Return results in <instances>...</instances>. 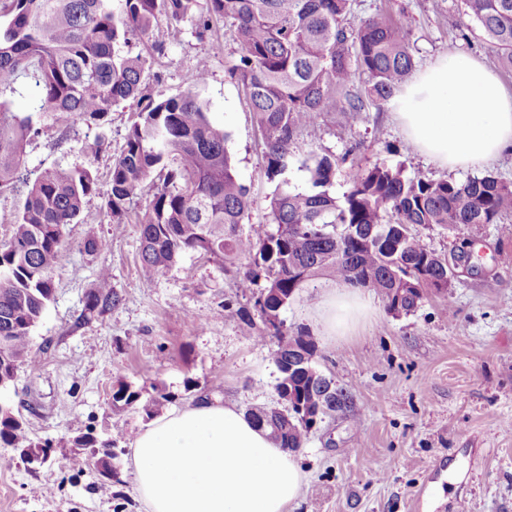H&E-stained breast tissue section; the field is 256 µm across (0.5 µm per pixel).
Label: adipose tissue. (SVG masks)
<instances>
[{
  "label": "adipose tissue",
  "instance_id": "obj_1",
  "mask_svg": "<svg viewBox=\"0 0 512 512\" xmlns=\"http://www.w3.org/2000/svg\"><path fill=\"white\" fill-rule=\"evenodd\" d=\"M397 118L424 157L467 169L512 148V92L477 60L439 57L396 98ZM359 290L322 303L329 336H346L365 315ZM131 467L146 512H288L307 476L294 454L233 404L207 399L158 417L131 441Z\"/></svg>",
  "mask_w": 512,
  "mask_h": 512
}]
</instances>
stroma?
<instances>
[{"instance_id": "stroma-1", "label": "stroma", "mask_w": 512, "mask_h": 512, "mask_svg": "<svg viewBox=\"0 0 512 512\" xmlns=\"http://www.w3.org/2000/svg\"><path fill=\"white\" fill-rule=\"evenodd\" d=\"M384 12L409 18V46L417 70L439 56L476 58L512 91V69L502 65L489 38L468 14L465 0H353L347 23ZM197 17L185 18L176 37L158 25L164 55L150 57L145 91L180 94L204 70L198 88L209 118L230 134L227 148L252 205L242 233L270 220L275 189L265 175L263 146L240 84L227 74L238 57L233 28L218 21L197 36ZM136 106L116 107L103 128L76 123L66 137L47 130L27 148L31 175L55 166L86 167L98 192L86 200L84 220L66 228L55 272V296L34 330L48 342L35 367L20 368L6 395L33 441L54 440V456L73 452L87 427L114 441L121 483L90 470L61 471L49 463L28 471L0 448V512H145L127 466V449L147 419L137 409L112 407V389H166V411L209 395L240 409L275 405L277 368L270 340L259 337V310L224 271L197 252L181 255L164 275L143 277L139 226L113 223L102 208L108 173L122 151ZM339 159L330 191L342 196L353 172L386 161L410 175L466 180L421 156L396 119L395 103L366 105L357 119L320 112L296 136L284 174L291 188L309 187L304 164L314 156ZM430 249L474 252L472 271L460 273L447 294L431 293L409 315L389 313L381 296L365 290L371 313L345 337L323 338L319 303L335 280L320 278L283 311L287 324L316 336L317 367L351 396L349 410L325 417L297 457L307 475L290 512H512V213L499 224L458 232L440 225L411 229ZM99 247L86 252L84 241ZM123 297L105 315L79 322L87 291L100 269ZM254 331H247V324Z\"/></svg>"}]
</instances>
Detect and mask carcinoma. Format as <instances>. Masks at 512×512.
<instances>
[{
	"label": "carcinoma",
	"instance_id": "1",
	"mask_svg": "<svg viewBox=\"0 0 512 512\" xmlns=\"http://www.w3.org/2000/svg\"><path fill=\"white\" fill-rule=\"evenodd\" d=\"M199 28L228 21L235 29L238 59L229 75L242 85L264 148L265 174L278 180L270 200V223L239 226L251 207V190L238 176L227 150L229 133L213 125L197 92L206 79L192 75L175 97L143 93L147 60L124 51L135 37L151 40L158 16L168 35L195 14L199 0H0V194L23 196L0 240V388L39 352L32 330L54 300V272L65 247L64 230L77 223L85 199L97 191L87 168L53 167L28 176L24 154L44 131L42 119L66 137L81 121L102 127L113 108L133 100L137 120L109 171L104 209L123 224L134 200L147 198L137 215L139 260L144 276L166 273L182 253L199 251L230 265L246 264L239 288L254 298L263 317L261 335L273 343L279 373L276 407L255 406L247 416L280 448L303 447L311 425L351 403L350 395L316 367L317 339L302 326H288L283 310L321 276L347 287L371 288L389 313L416 310L429 291L445 294L447 259L410 234L413 225L461 230L498 224L512 210V186L492 174L463 182L410 176L402 163L382 162L357 171L342 197L329 192L338 162L314 156L305 164L310 188L296 191L281 178L297 132L323 110L354 119L365 101L391 100L413 71L409 25L385 13L356 29L344 21L352 0H206ZM502 58L512 65V0H466ZM366 76L364 96L346 92L355 72ZM36 89L31 112L13 109L20 87ZM122 302L103 270L85 295L83 320L100 317ZM173 395L148 397L121 384L112 407H135L151 418ZM78 452L61 469L86 467L121 482L111 460L112 442L89 429L73 439ZM0 447L47 453L51 441H31L13 407H0Z\"/></svg>",
	"mask_w": 512,
	"mask_h": 512
}]
</instances>
